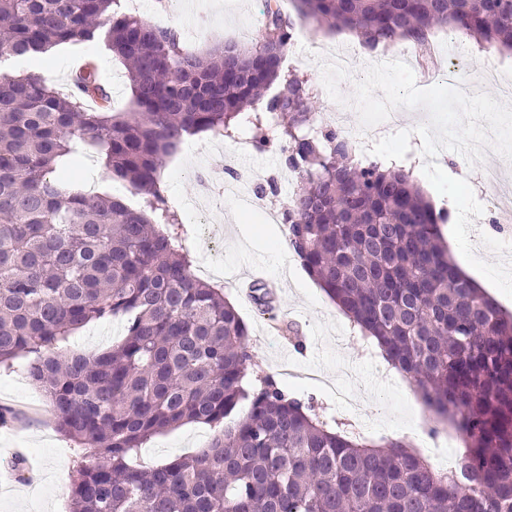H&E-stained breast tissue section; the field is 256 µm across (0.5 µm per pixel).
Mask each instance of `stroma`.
Wrapping results in <instances>:
<instances>
[{
    "instance_id": "obj_1",
    "label": "stroma",
    "mask_w": 512,
    "mask_h": 512,
    "mask_svg": "<svg viewBox=\"0 0 512 512\" xmlns=\"http://www.w3.org/2000/svg\"><path fill=\"white\" fill-rule=\"evenodd\" d=\"M264 8V0H182L181 11L169 15L167 23L182 31L199 11H206L204 23L185 41L187 48L203 53L217 42L245 44L241 29L259 24ZM295 24L306 27L313 41L300 50H288L283 71L309 82L316 110L308 130L314 133L325 128L328 114L340 110L322 83L321 64L327 55L321 46L347 42L351 36L301 18ZM51 57V78L58 87L68 86L74 70L90 59L111 94L113 107L129 109L130 89L124 68L104 46L75 45L54 51ZM487 70L512 81V55L489 50L485 55L472 56L464 70V82L480 84L483 91L501 98L499 84L483 80ZM426 120L424 110H408L402 127L413 133ZM252 135L244 121L234 138L199 136L192 144H180L164 163L162 182L170 205L184 219L183 237L192 273L223 288L236 302L249 330L256 371L273 376L290 394L312 400L320 415L346 423L350 430L375 438L413 441L411 425L423 413L414 386L403 382L400 373L381 368L368 344L357 338L349 320L306 274L297 258L286 256L285 225L266 220L265 208L279 211L290 202L296 177L284 165L277 145L261 149L252 144L241 146V138ZM410 143L411 149L400 164L410 170L431 200L466 215L481 207L479 168L468 167L462 155L450 150L440 151L433 161L423 158L421 139L414 133ZM201 168L219 179L231 168L246 174L244 191L257 198V206L245 209L228 197L220 212L205 215L192 211L190 204L199 196L194 174ZM270 178L277 182V193H258L259 184ZM502 239L512 240L511 226L492 221L468 224L463 238L456 239L450 251L460 267L468 268L475 281L512 311V251H502L498 245ZM256 282L269 291L268 306H257L251 298L250 289ZM126 327L121 317L93 321L70 336L68 346L86 352L103 351L122 340ZM26 362L22 356L13 368H0V407L16 415L15 420L0 425V464L18 455L28 462L27 468L13 474L0 467V512H69L75 470L88 457L64 438L45 413V396L27 377ZM348 367L364 381L356 397L368 409V417L351 418L331 388L332 383H344ZM290 368L317 370L323 380L317 384L289 380L286 371ZM218 432L214 425L187 423L151 438L139 449L137 458L146 465L167 463L204 448Z\"/></svg>"
}]
</instances>
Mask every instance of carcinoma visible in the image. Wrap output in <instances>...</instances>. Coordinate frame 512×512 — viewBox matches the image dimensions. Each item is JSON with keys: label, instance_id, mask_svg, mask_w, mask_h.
I'll return each mask as SVG.
<instances>
[{"label": "carcinoma", "instance_id": "carcinoma-1", "mask_svg": "<svg viewBox=\"0 0 512 512\" xmlns=\"http://www.w3.org/2000/svg\"><path fill=\"white\" fill-rule=\"evenodd\" d=\"M293 4L370 51L426 48L443 28L512 51V0ZM263 16L252 45L202 56L120 0H0V62L102 42L131 92L129 111H113L92 61L66 92L41 72L0 76V367L26 356L57 429L97 456L76 470L70 512H512V313L460 272L442 233L450 214L409 171L354 162L332 128L303 132L312 93L282 70L295 23L277 4ZM278 80L266 112L244 113ZM245 118L299 183L288 248L422 405L456 421L466 479L402 440L349 435L271 376L249 379L247 327L192 274L161 180L185 136H230ZM88 154L102 191L60 176ZM115 316L127 320L119 345L63 346ZM189 422L223 428L193 455L134 463L152 436Z\"/></svg>", "mask_w": 512, "mask_h": 512}]
</instances>
